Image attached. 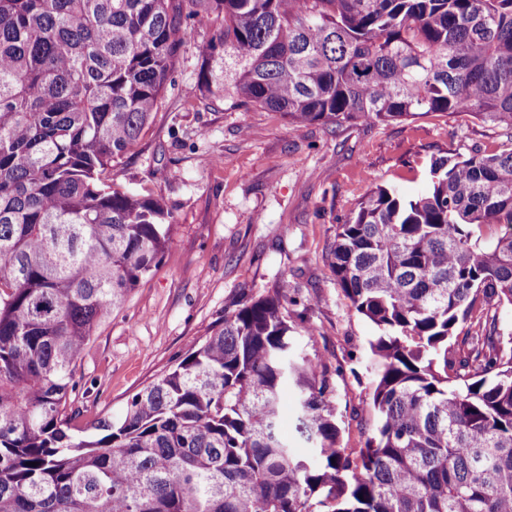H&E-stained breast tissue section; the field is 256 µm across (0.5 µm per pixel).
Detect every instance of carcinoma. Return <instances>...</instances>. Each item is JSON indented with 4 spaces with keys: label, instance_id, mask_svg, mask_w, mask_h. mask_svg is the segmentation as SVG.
Instances as JSON below:
<instances>
[{
    "label": "carcinoma",
    "instance_id": "cac0c4a2",
    "mask_svg": "<svg viewBox=\"0 0 512 512\" xmlns=\"http://www.w3.org/2000/svg\"><path fill=\"white\" fill-rule=\"evenodd\" d=\"M211 15L198 86L231 109L512 130V0H0V512H512V146L434 156L428 193L377 186L337 226L333 280L378 330L354 455L286 278L73 433L76 363L170 227L108 174Z\"/></svg>",
    "mask_w": 512,
    "mask_h": 512
}]
</instances>
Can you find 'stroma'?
<instances>
[{
	"label": "stroma",
	"mask_w": 512,
	"mask_h": 512,
	"mask_svg": "<svg viewBox=\"0 0 512 512\" xmlns=\"http://www.w3.org/2000/svg\"><path fill=\"white\" fill-rule=\"evenodd\" d=\"M196 24L137 149L112 170L115 187L163 198L172 227L160 262L101 322L77 362V426L119 418L129 397L176 364L246 293L288 278L307 351L340 367L336 422L346 452L373 425L367 342L375 327L350 308L327 256L337 224L375 187L405 198L430 186L431 156H468L512 135L469 114L371 126L296 127L277 112L227 109L197 87Z\"/></svg>",
	"instance_id": "obj_1"
}]
</instances>
